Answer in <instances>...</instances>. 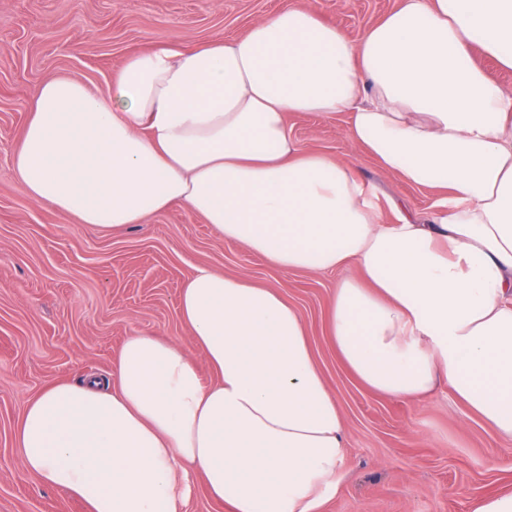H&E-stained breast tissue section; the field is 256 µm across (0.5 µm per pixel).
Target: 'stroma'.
I'll use <instances>...</instances> for the list:
<instances>
[{"label": "stroma", "instance_id": "35a3bbf8", "mask_svg": "<svg viewBox=\"0 0 512 512\" xmlns=\"http://www.w3.org/2000/svg\"><path fill=\"white\" fill-rule=\"evenodd\" d=\"M289 0H0V512H86L67 492L42 485L20 464L14 432L28 402L58 381L109 377L127 336L179 342L214 382L206 356L178 314L196 267L247 274L277 289L302 314L314 361L345 419L348 479L325 512H471L475 501L512 490V444L503 442L448 389L417 402L379 395L346 368L325 332L333 274L288 272L210 225L174 208L121 231L72 221L31 199L13 157L34 90L58 75L106 94L132 55L180 38H233ZM351 38L388 14L395 0H313ZM343 116L293 115L307 149L347 165L381 198L428 215L435 190L385 173L344 131ZM179 512H227L202 478L176 476Z\"/></svg>", "mask_w": 512, "mask_h": 512}]
</instances>
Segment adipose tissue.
Here are the masks:
<instances>
[{
	"instance_id": "adipose-tissue-1",
	"label": "adipose tissue",
	"mask_w": 512,
	"mask_h": 512,
	"mask_svg": "<svg viewBox=\"0 0 512 512\" xmlns=\"http://www.w3.org/2000/svg\"><path fill=\"white\" fill-rule=\"evenodd\" d=\"M480 53L512 69V0H398L356 41L296 0L243 36L129 58L105 96L47 79L15 175L81 224L180 208L279 269L356 265L327 309L353 375L408 401L447 386L512 442V94ZM292 113L347 114V138L384 172L438 190L429 216L305 149ZM179 311L215 383L178 343L132 334L111 379L28 403L22 467L88 512H178L179 469L229 512H323L346 480L343 416L300 312L206 266ZM477 60L484 71L508 93H512V70H503L487 56L477 54Z\"/></svg>"
}]
</instances>
